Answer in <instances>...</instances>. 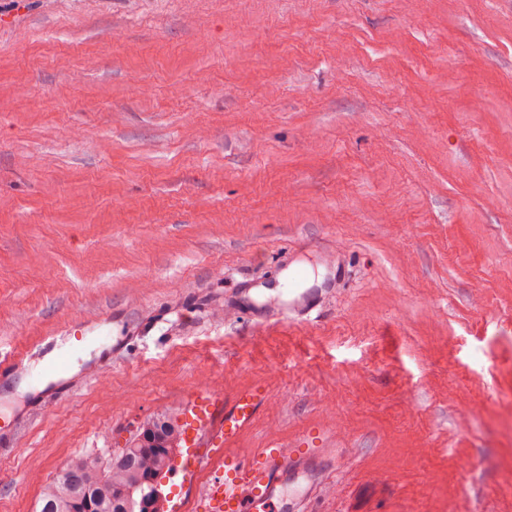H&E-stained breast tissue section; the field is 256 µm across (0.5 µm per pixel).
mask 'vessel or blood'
Returning <instances> with one entry per match:
<instances>
[{
  "mask_svg": "<svg viewBox=\"0 0 512 512\" xmlns=\"http://www.w3.org/2000/svg\"><path fill=\"white\" fill-rule=\"evenodd\" d=\"M106 322L103 316H82L50 337L40 353L0 354V384L39 380L37 366L43 361L56 370L69 366L79 342ZM264 398L265 389L258 384L242 387L228 399L215 392L192 397L170 477L208 467L210 476L197 490L205 512H299L300 504L314 496L312 483L295 494L286 492L287 483L309 473V458L299 449L261 448L248 456L238 449Z\"/></svg>",
  "mask_w": 512,
  "mask_h": 512,
  "instance_id": "1",
  "label": "vessel or blood"
}]
</instances>
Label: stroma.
<instances>
[{"mask_svg":"<svg viewBox=\"0 0 512 512\" xmlns=\"http://www.w3.org/2000/svg\"><path fill=\"white\" fill-rule=\"evenodd\" d=\"M0 350L131 341L22 419L0 512L201 390L312 512H512V0H0ZM304 302L251 301L298 262ZM469 483H461L462 469Z\"/></svg>","mask_w":512,"mask_h":512,"instance_id":"obj_1","label":"stroma"}]
</instances>
